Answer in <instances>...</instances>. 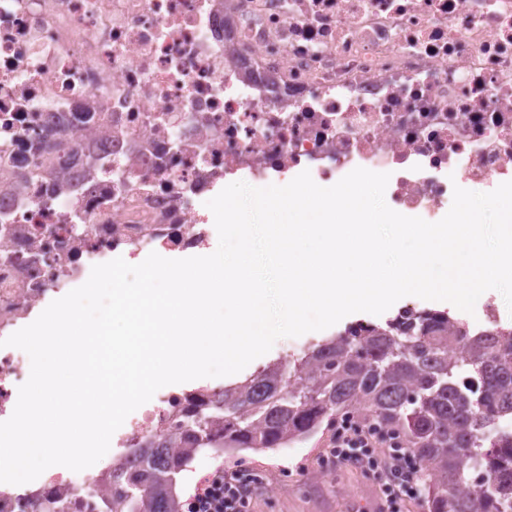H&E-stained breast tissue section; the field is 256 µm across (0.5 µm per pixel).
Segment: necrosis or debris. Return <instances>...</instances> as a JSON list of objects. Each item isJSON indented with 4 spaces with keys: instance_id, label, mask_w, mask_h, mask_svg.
Listing matches in <instances>:
<instances>
[{
    "instance_id": "4bbe7bcc",
    "label": "necrosis or debris",
    "mask_w": 512,
    "mask_h": 512,
    "mask_svg": "<svg viewBox=\"0 0 512 512\" xmlns=\"http://www.w3.org/2000/svg\"><path fill=\"white\" fill-rule=\"evenodd\" d=\"M389 173L436 221L512 178V0H0V422L24 360L1 341L91 260L203 252L226 179ZM222 382L154 395L76 497L65 471L0 512H89L112 470Z\"/></svg>"
}]
</instances>
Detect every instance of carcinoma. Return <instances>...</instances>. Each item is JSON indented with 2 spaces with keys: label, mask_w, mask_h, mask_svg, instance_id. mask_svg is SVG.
Instances as JSON below:
<instances>
[{
  "label": "carcinoma",
  "mask_w": 512,
  "mask_h": 512,
  "mask_svg": "<svg viewBox=\"0 0 512 512\" xmlns=\"http://www.w3.org/2000/svg\"><path fill=\"white\" fill-rule=\"evenodd\" d=\"M112 470V512H178L176 478L205 448H279L357 410L425 464L428 512H512V327L467 335L441 311L355 323L297 358L224 387V398Z\"/></svg>",
  "instance_id": "obj_1"
}]
</instances>
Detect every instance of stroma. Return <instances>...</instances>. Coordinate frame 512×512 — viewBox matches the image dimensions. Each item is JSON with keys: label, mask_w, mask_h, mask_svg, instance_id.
<instances>
[{"label": "stroma", "mask_w": 512, "mask_h": 512, "mask_svg": "<svg viewBox=\"0 0 512 512\" xmlns=\"http://www.w3.org/2000/svg\"><path fill=\"white\" fill-rule=\"evenodd\" d=\"M448 311L459 316L460 311L445 301H428L407 296L397 301L384 314H351L337 324L321 331H312L296 338H282L272 349L244 368L251 375L257 368L283 356L298 355L314 341L343 331L347 325L364 321L385 323L404 308ZM329 425H322L308 439L275 450L247 452L245 457H217L214 452L199 454L178 480L181 498H189L196 483L216 464L224 467L242 466L258 475L260 491L250 512H352L356 502L372 500L374 490L369 480L351 468L337 467L326 458L329 446Z\"/></svg>", "instance_id": "obj_1"}]
</instances>
